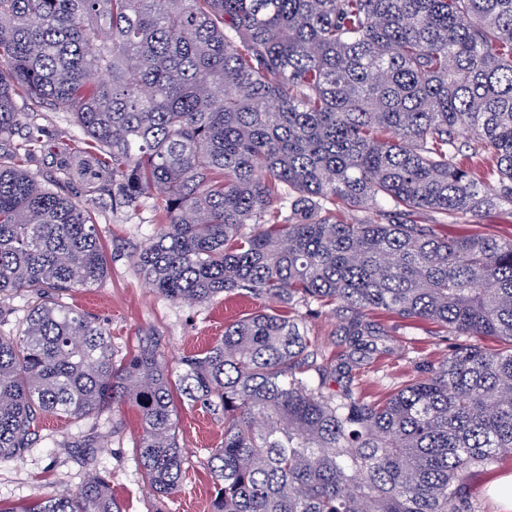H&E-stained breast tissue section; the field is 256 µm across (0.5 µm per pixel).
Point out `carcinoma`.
<instances>
[{"label": "carcinoma", "instance_id": "carcinoma-1", "mask_svg": "<svg viewBox=\"0 0 512 512\" xmlns=\"http://www.w3.org/2000/svg\"><path fill=\"white\" fill-rule=\"evenodd\" d=\"M0 59V316L28 301L18 335H0V459L42 416L128 402L162 499L184 465L177 390L224 414L211 512H475L462 476L512 454V240L415 216L512 199V0H0ZM17 85L73 115L112 203L153 201L163 228L137 266L165 297L339 303L343 362H318L303 316L268 309L175 381L150 341L115 360L63 301L107 259L90 211L21 168L41 145L13 142ZM382 201L373 221L336 219ZM373 311L502 346L460 343L369 400L339 377L386 351ZM0 512L121 508L95 476Z\"/></svg>", "mask_w": 512, "mask_h": 512}]
</instances>
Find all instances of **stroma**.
I'll use <instances>...</instances> for the list:
<instances>
[{"label": "stroma", "mask_w": 512, "mask_h": 512, "mask_svg": "<svg viewBox=\"0 0 512 512\" xmlns=\"http://www.w3.org/2000/svg\"><path fill=\"white\" fill-rule=\"evenodd\" d=\"M14 105L18 134H25L27 126H37L43 145L41 152L26 161V170L40 186L85 204L99 226L108 273L93 287L70 291L66 300L109 331L118 355L133 352L141 341L149 339L175 371L183 356L220 340L227 324L267 307V300L250 294L223 295L198 305L174 303L152 288L134 266L133 257L159 232V215L148 207L136 212L113 207L96 155L73 146L81 132L70 113L31 101L20 92L14 96ZM420 220L437 225L443 235L469 233L512 239V202L505 200L488 213L447 224L430 212L421 214ZM306 319L319 359H340L345 344L335 306L315 307ZM376 320L390 332L388 351L356 373L359 387L373 399L384 398L400 385L413 362L443 360L455 345L453 339L440 335L434 325L424 321H400L383 314ZM176 408L184 473L178 491L165 498L160 507L162 512H210L213 478L208 456L210 449L224 440V420L181 398ZM140 430L139 413L129 404L111 406L97 417L78 422L40 418L31 448L21 457L0 460V503L20 505L73 491L89 477L102 474L110 477L112 496L125 512H147L153 493L144 483L133 453ZM101 433L105 441L98 447H87V440ZM62 440L69 443L64 452L57 448ZM509 476L511 459L478 466L465 474L466 491L478 512H512L494 491L496 481Z\"/></svg>", "instance_id": "stroma-1"}]
</instances>
